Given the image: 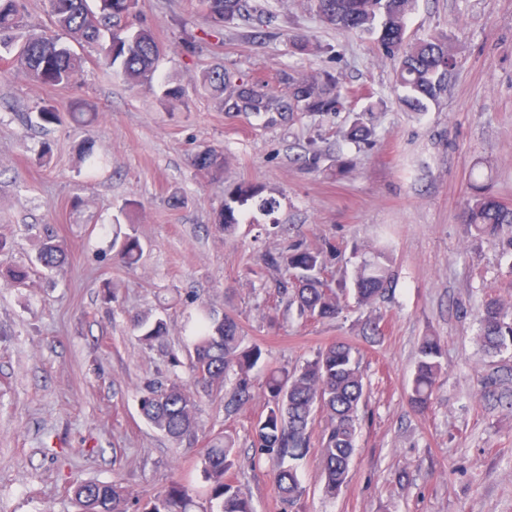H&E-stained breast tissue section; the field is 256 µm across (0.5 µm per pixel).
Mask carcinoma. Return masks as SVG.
<instances>
[{
	"mask_svg": "<svg viewBox=\"0 0 512 512\" xmlns=\"http://www.w3.org/2000/svg\"><path fill=\"white\" fill-rule=\"evenodd\" d=\"M192 10L213 23L220 33L245 8V0H189ZM320 22L346 32L367 34L379 54L396 61L395 83L403 91L400 102L411 111L436 102L447 91L448 74L456 59L448 37L438 34L410 40L408 16L417 0H314ZM51 23L78 42L94 48L98 59L112 68L120 65L122 76L132 84H152L162 48L152 30L139 21V0H49ZM0 62L16 64L37 82L60 88L76 84L85 57L77 54L55 35L37 31L27 23L23 0H0ZM288 99L264 91L252 77L213 69L204 73L203 86L220 102L225 112H244L265 118L274 112H336L347 91L327 71L290 74ZM191 166L212 183L224 177V149L208 148L191 157ZM464 223L478 236L496 237L503 225L512 226V205L471 185ZM259 190L241 184L224 199V208L213 224L215 232L229 236L242 220L237 205L255 198ZM114 257L125 266L135 263L142 246L135 232L112 238ZM63 240L41 245L36 262L52 272L67 258ZM336 244L325 240L318 245L296 240L281 251H266L261 265L279 274V289L296 307L298 315L312 320L336 319L347 309V296L357 305L375 309L390 291V272L383 259V247L370 248L369 257L357 267L351 282L333 284L326 272L336 260ZM476 341L483 352L500 354L512 350V306L497 299L485 300L477 312ZM134 330L140 340L151 344L164 339L165 320L139 319ZM189 349L190 377L145 385L139 399L140 412L155 429L180 442L197 432L198 395L221 390L230 371L238 375L234 391L224 404L235 413L254 397L250 372L261 361L262 350L245 344L243 328L233 315H207L198 321ZM443 351L432 336L423 339L419 360L409 383L411 407L419 412L432 404L442 370ZM260 389L264 409L253 421L257 451L279 462L276 488L282 501L292 505L306 489L295 462L303 459L311 445V422L315 412L325 417L319 441L325 497L334 499L349 481L355 456L359 411L365 402L366 384L358 349L343 341L320 348L300 368H274L264 373ZM235 443L229 434L211 438L200 455L208 483L209 499L219 512H255L252 500L229 478L235 466ZM78 512H128V491L112 482H86L73 490ZM193 499L178 484L149 495L141 512H190Z\"/></svg>",
	"mask_w": 512,
	"mask_h": 512,
	"instance_id": "carcinoma-1",
	"label": "carcinoma"
}]
</instances>
